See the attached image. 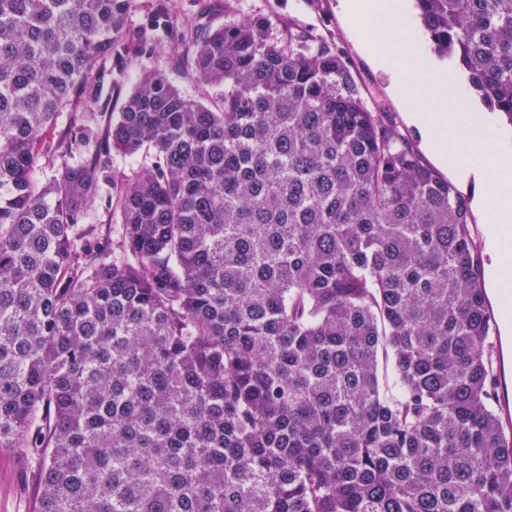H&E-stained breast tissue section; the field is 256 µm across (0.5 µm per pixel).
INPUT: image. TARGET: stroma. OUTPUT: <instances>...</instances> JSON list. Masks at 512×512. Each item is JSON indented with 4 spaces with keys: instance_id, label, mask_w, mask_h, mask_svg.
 <instances>
[{
    "instance_id": "1",
    "label": "stroma",
    "mask_w": 512,
    "mask_h": 512,
    "mask_svg": "<svg viewBox=\"0 0 512 512\" xmlns=\"http://www.w3.org/2000/svg\"><path fill=\"white\" fill-rule=\"evenodd\" d=\"M168 5L190 32L200 23L217 27L229 19L263 16L271 21L274 30L291 26L333 41L379 109L393 119L423 161L437 168L467 200L471 234L481 265L486 268L492 264L493 255L486 246L488 226L478 203L482 194L480 184L456 179L446 167L439 165L410 120L411 113L420 105L419 99L409 90L395 88L391 74L374 60L369 47L357 34L356 24L343 11L341 0H168ZM184 52L182 44L167 39L157 41L128 62L124 90H131L143 71L159 70L185 95L211 103L219 101L220 89L196 82L182 61ZM39 469L37 457L28 449L0 448V512H34L40 492Z\"/></svg>"
}]
</instances>
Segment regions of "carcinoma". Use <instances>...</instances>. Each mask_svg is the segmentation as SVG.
Segmentation results:
<instances>
[{
	"label": "carcinoma",
	"instance_id": "1",
	"mask_svg": "<svg viewBox=\"0 0 512 512\" xmlns=\"http://www.w3.org/2000/svg\"><path fill=\"white\" fill-rule=\"evenodd\" d=\"M416 2L512 123V0ZM133 5L0 0V447L41 458L35 512H512L467 201L333 43L264 16L188 42L167 0L129 37ZM163 36L221 104L147 71L110 111ZM75 115H84L88 119H98L100 121L104 119L99 117L100 114L98 113V108L95 103H93L92 101L80 103L73 109H70L59 114L56 121V136L54 137L55 142L56 140H58L59 134H62L69 128V125ZM110 192V187L106 182H102L100 189V198L97 199L93 209L90 212L89 224L96 225V233L99 235H107L113 241H116L120 235L121 224L117 213L106 209L104 204H100V199H104L105 195Z\"/></svg>",
	"mask_w": 512,
	"mask_h": 512
}]
</instances>
